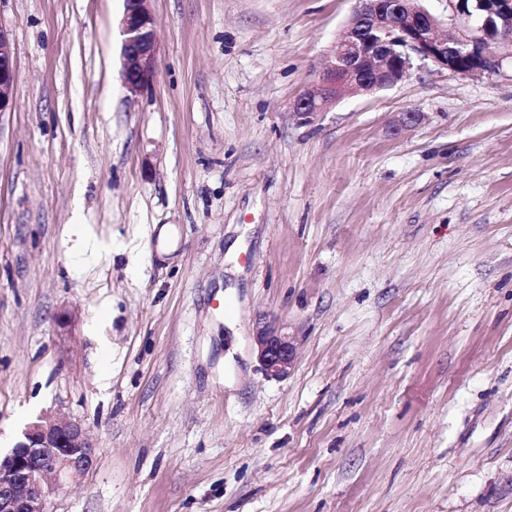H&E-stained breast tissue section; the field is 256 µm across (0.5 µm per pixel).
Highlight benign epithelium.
<instances>
[{
  "mask_svg": "<svg viewBox=\"0 0 512 512\" xmlns=\"http://www.w3.org/2000/svg\"><path fill=\"white\" fill-rule=\"evenodd\" d=\"M149 0H124L121 19L122 78L138 93L153 80L157 21ZM423 0H357L351 20L328 54L318 81L301 94L294 114L303 124L319 120L342 98L391 87L403 80L416 55L465 75L493 72L512 58V0H448L453 33ZM499 44L506 53L495 55ZM13 49L0 28V112L12 106ZM253 345L269 378L291 373L298 338L273 322L256 324ZM95 444L77 422L44 418L27 426L10 452L0 454V512H49L51 499L94 464Z\"/></svg>",
  "mask_w": 512,
  "mask_h": 512,
  "instance_id": "7a95c632",
  "label": "benign epithelium"
}]
</instances>
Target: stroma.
Instances as JSON below:
<instances>
[{
	"label": "stroma",
	"mask_w": 512,
	"mask_h": 512,
	"mask_svg": "<svg viewBox=\"0 0 512 512\" xmlns=\"http://www.w3.org/2000/svg\"><path fill=\"white\" fill-rule=\"evenodd\" d=\"M123 6L0 0V451L86 429L51 512H512V62L304 125L355 0H151L137 94ZM149 0H124L121 19L122 78L131 93H138L153 80L158 54L157 21ZM15 82L13 49L9 36L0 28V112L12 106V90ZM252 340L263 373L275 379L288 377L297 355V336L276 323L263 321L256 324Z\"/></svg>",
	"instance_id": "1"
}]
</instances>
